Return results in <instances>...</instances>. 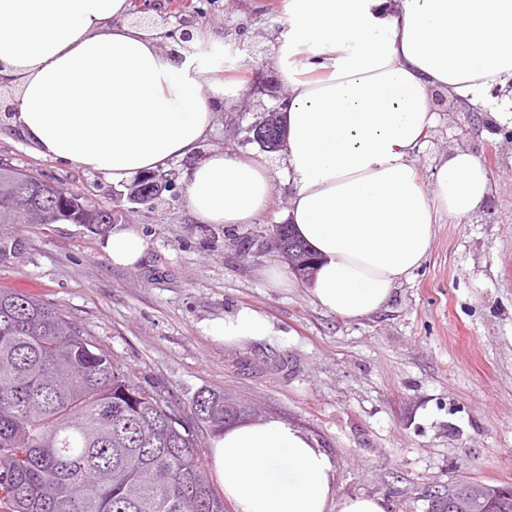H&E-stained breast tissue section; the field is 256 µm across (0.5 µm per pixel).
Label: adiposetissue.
Returning a JSON list of instances; mask_svg holds the SVG:
<instances>
[{"label":"adipose tissue","instance_id":"ef3b65f1","mask_svg":"<svg viewBox=\"0 0 512 512\" xmlns=\"http://www.w3.org/2000/svg\"><path fill=\"white\" fill-rule=\"evenodd\" d=\"M128 0H0V100L39 155L117 183L195 155L227 94L224 79L175 61L163 23L136 24ZM292 28L275 61L286 97V221L319 258L314 302L350 319L382 309L426 260L435 224L479 211L480 160L453 149L424 186L415 154L438 120L432 95L490 109L512 127V0H288ZM359 43L350 48L345 32ZM265 160L211 151L186 176L198 221L247 224L271 202ZM112 263L135 266L147 242L106 237ZM227 344L272 335L243 308L210 321ZM210 467L236 512H385L377 497L337 498L330 456L277 419L215 434Z\"/></svg>","mask_w":512,"mask_h":512}]
</instances>
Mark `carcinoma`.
Returning <instances> with one entry per match:
<instances>
[{
  "instance_id": "obj_1",
  "label": "carcinoma",
  "mask_w": 512,
  "mask_h": 512,
  "mask_svg": "<svg viewBox=\"0 0 512 512\" xmlns=\"http://www.w3.org/2000/svg\"><path fill=\"white\" fill-rule=\"evenodd\" d=\"M132 214L0 160V264L25 250L23 224L103 235ZM253 414L207 390L184 416L64 311L0 290V512H226L195 423Z\"/></svg>"
}]
</instances>
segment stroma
Wrapping results in <instances>:
<instances>
[{"label": "stroma", "mask_w": 512, "mask_h": 512, "mask_svg": "<svg viewBox=\"0 0 512 512\" xmlns=\"http://www.w3.org/2000/svg\"><path fill=\"white\" fill-rule=\"evenodd\" d=\"M201 31L219 35L207 65L220 75L276 84L271 59L290 28L286 0H203ZM246 41L251 52L239 51ZM270 96L224 99L201 154L259 153L242 127ZM438 124L415 161L431 183L441 157L464 148L486 166L483 209L436 225L421 268L398 283L385 307L349 319L318 306L303 283L277 287L263 271L282 260L242 257L224 228L198 222L170 192L115 224L148 242L141 263L118 267L100 236L79 224L24 226V252L0 265V289L60 308L108 348L145 386L189 413L213 390L306 432L332 458L336 495L381 498L386 512H426L425 488L475 478L512 484V140L483 118L443 100ZM0 158L111 199L100 175L34 153L0 115ZM273 173L269 208L236 236L283 223L292 191L282 152L265 155ZM249 307L275 333L238 345L208 336L207 321Z\"/></svg>", "instance_id": "35a3bbf8"}]
</instances>
